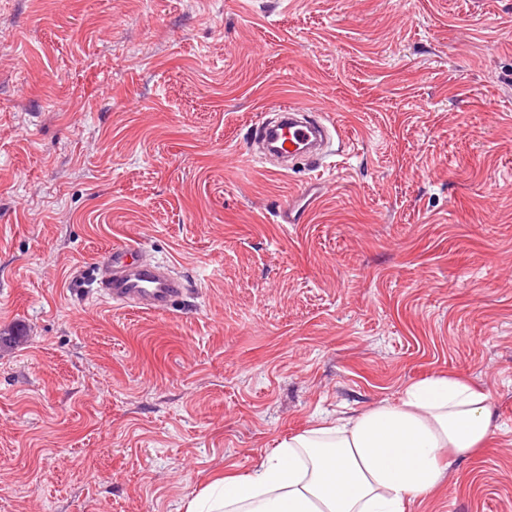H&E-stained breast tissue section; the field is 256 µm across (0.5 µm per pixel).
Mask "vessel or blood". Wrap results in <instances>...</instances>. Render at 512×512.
Listing matches in <instances>:
<instances>
[{"label": "vessel or blood", "mask_w": 512, "mask_h": 512, "mask_svg": "<svg viewBox=\"0 0 512 512\" xmlns=\"http://www.w3.org/2000/svg\"><path fill=\"white\" fill-rule=\"evenodd\" d=\"M277 110L288 121L287 144L280 147V157L293 159L313 151L322 158L330 156L326 125L307 118L304 105L286 102ZM135 253L133 245L117 244L104 255L95 277L99 296L114 306L133 304L149 313L168 312L184 292L182 281L168 267L136 259Z\"/></svg>", "instance_id": "obj_1"}]
</instances>
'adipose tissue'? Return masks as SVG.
Returning a JSON list of instances; mask_svg holds the SVG:
<instances>
[{"label":"adipose tissue","mask_w":512,"mask_h":512,"mask_svg":"<svg viewBox=\"0 0 512 512\" xmlns=\"http://www.w3.org/2000/svg\"><path fill=\"white\" fill-rule=\"evenodd\" d=\"M494 433L487 393L435 375L396 402L320 418L249 473L215 480L186 512H408Z\"/></svg>","instance_id":"obj_1"}]
</instances>
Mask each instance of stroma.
I'll return each instance as SVG.
<instances>
[{
    "label": "stroma",
    "instance_id": "stroma-1",
    "mask_svg": "<svg viewBox=\"0 0 512 512\" xmlns=\"http://www.w3.org/2000/svg\"><path fill=\"white\" fill-rule=\"evenodd\" d=\"M283 101L338 153L252 158ZM0 332V512H185L438 373L498 430L409 512H512V0H0ZM130 244H116L104 256L95 275L99 296L114 306L134 304L142 310L168 312L184 292L182 281L160 264L136 259Z\"/></svg>",
    "mask_w": 512,
    "mask_h": 512
}]
</instances>
